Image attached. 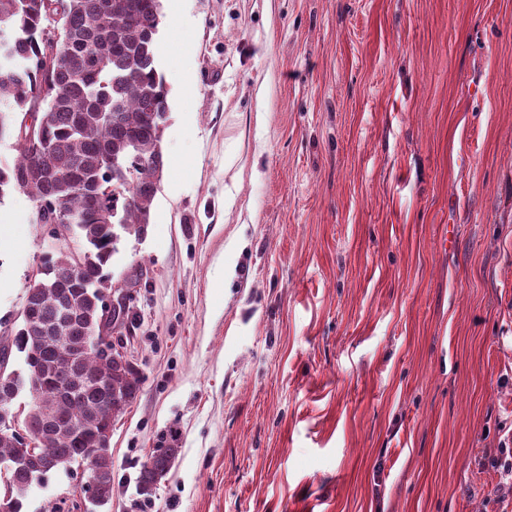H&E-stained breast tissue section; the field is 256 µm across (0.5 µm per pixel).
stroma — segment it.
Instances as JSON below:
<instances>
[{"label": "stroma", "instance_id": "1", "mask_svg": "<svg viewBox=\"0 0 512 512\" xmlns=\"http://www.w3.org/2000/svg\"><path fill=\"white\" fill-rule=\"evenodd\" d=\"M164 168L123 237L112 341L142 389L112 502L148 512H497L512 435V0H179ZM190 54L193 85L179 79ZM0 258L17 325L46 228ZM51 473L25 512H79ZM512 437H507V439H504L503 442L500 444L499 448V455L492 456L491 458V465L492 467H502V470L505 473V476H510V482L509 484L502 485L503 493L501 496L498 497L496 500L498 503L502 504V510L500 512H508L507 507L509 504H512ZM510 449H511V456H510ZM504 457V464L502 465V457ZM507 455L510 456V460H506ZM508 485V487H507ZM509 496H510V503H509ZM506 505H504V503ZM176 453V448H167L163 452L152 455L144 463L139 479L140 489L143 494H151L158 480L167 472Z\"/></svg>", "mask_w": 512, "mask_h": 512}]
</instances>
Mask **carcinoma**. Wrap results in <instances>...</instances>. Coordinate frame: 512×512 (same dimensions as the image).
Here are the masks:
<instances>
[{
    "label": "carcinoma",
    "mask_w": 512,
    "mask_h": 512,
    "mask_svg": "<svg viewBox=\"0 0 512 512\" xmlns=\"http://www.w3.org/2000/svg\"><path fill=\"white\" fill-rule=\"evenodd\" d=\"M59 0H0V141L17 157L0 162V201L19 193L36 224L57 214L73 228V250L49 247L43 272L29 286L22 324L0 339V367L12 350L23 355L21 390L33 404L25 416L34 443L7 477L14 512L33 484L84 457L107 436L112 419L138 397L140 372L126 355L108 358L92 342L88 319L102 316L100 290L121 234L139 237L151 221L159 176L167 88L156 67L162 0H67L65 38H41L55 21ZM33 119L29 130L27 119ZM82 255L81 270L72 254ZM130 307L112 311L104 328L126 325ZM112 376V398L96 380ZM75 416L78 435L58 429ZM177 449L152 455L140 473L148 495ZM100 499L112 501V455L95 459Z\"/></svg>",
    "instance_id": "obj_1"
}]
</instances>
